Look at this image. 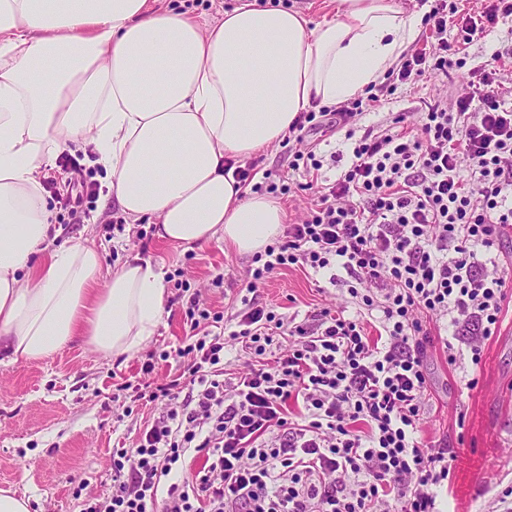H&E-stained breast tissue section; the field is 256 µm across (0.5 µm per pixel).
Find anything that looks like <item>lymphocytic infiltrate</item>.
<instances>
[{
    "label": "lymphocytic infiltrate",
    "mask_w": 512,
    "mask_h": 512,
    "mask_svg": "<svg viewBox=\"0 0 512 512\" xmlns=\"http://www.w3.org/2000/svg\"><path fill=\"white\" fill-rule=\"evenodd\" d=\"M511 15L512 0L463 16L455 0H433L423 18L429 41L404 54L386 80L394 90L467 68V90L451 104L398 113L359 137L348 126L378 95L299 114L290 137L302 143L311 131L343 128L350 166L319 190L303 221L255 255L236 330L200 332L209 313L189 298L185 316L197 334L185 348L190 392L179 395L176 379L145 387L166 412L134 447L116 451L110 496L85 500L82 512H439L437 491L452 464L447 448L418 434L429 402L426 323L479 321L480 339L468 344L479 365L512 280L503 269L472 272L479 252L512 226V85L502 53L491 67L471 69L464 47ZM290 265L351 273L349 293L380 312L384 343L344 313L323 309L299 322L253 299ZM230 341L254 359L232 380L224 376ZM292 400L302 403L294 419ZM190 452L204 456L202 468L169 482Z\"/></svg>",
    "instance_id": "f902f5d3"
}]
</instances>
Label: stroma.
I'll list each match as a JSON object with an SVG mask.
<instances>
[{
    "label": "stroma",
    "mask_w": 512,
    "mask_h": 512,
    "mask_svg": "<svg viewBox=\"0 0 512 512\" xmlns=\"http://www.w3.org/2000/svg\"><path fill=\"white\" fill-rule=\"evenodd\" d=\"M512 50V17L466 49L469 66L490 63L494 52ZM460 72L433 73L415 86L398 87L379 106L365 112L358 132L388 125L398 112H416L422 102L462 90ZM322 161L319 180L336 179L350 164L341 130L320 129L309 138ZM256 181H287L282 197L288 223L298 222L313 199L303 172L290 166L287 147L262 151ZM81 208L98 213L97 223L85 219L52 223L50 237L60 246L82 239L116 268L139 259L161 266L167 276L183 275L198 291L204 307L231 315L253 267L252 257L228 249L223 239L200 246L175 247L160 239L153 220L143 219L107 236L105 227L118 208L97 197ZM347 272L338 266L319 272L286 267L274 273L258 291L260 303L277 312L307 319L321 309L343 310L360 317L370 337L378 335V316L360 314L347 292ZM187 299L168 288L164 314L154 336L134 356L112 357L75 338L51 357L34 362L0 365V490L28 498L30 512H81L82 497H107L112 491V451L132 447L140 428L164 410V401L137 399L145 383L162 384L180 375L184 361L177 352L188 342ZM479 326H451L449 319L431 321L432 345L427 348L430 402L419 424L425 441L447 443L453 455L451 482L439 490L441 512H501L500 492L512 485V301L504 302L499 327L482 345V362L461 359L449 364L441 339L454 335V345L466 349ZM153 364L144 373V364ZM477 378L476 388L467 381ZM82 497H75V488Z\"/></svg>",
    "instance_id": "35a3bbf8"
}]
</instances>
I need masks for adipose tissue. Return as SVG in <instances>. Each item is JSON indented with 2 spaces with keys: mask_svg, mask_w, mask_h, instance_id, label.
<instances>
[{
  "mask_svg": "<svg viewBox=\"0 0 512 512\" xmlns=\"http://www.w3.org/2000/svg\"><path fill=\"white\" fill-rule=\"evenodd\" d=\"M420 25L395 0H336L320 22L240 0L209 26L149 0H0V364L48 358L78 336L132 356L164 313L160 266L105 268L81 239L52 247L42 179L59 156L91 150L127 221L156 220L165 241L220 236L260 252L285 211L226 162L244 165L299 113L382 83Z\"/></svg>",
  "mask_w": 512,
  "mask_h": 512,
  "instance_id": "obj_1",
  "label": "adipose tissue"
}]
</instances>
